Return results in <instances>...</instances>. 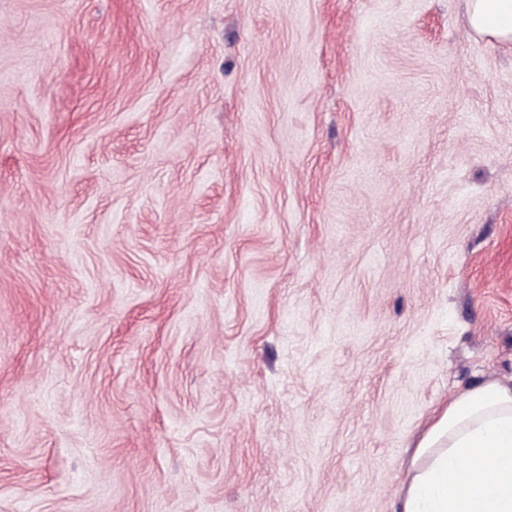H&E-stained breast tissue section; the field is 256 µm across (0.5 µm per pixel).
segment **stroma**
Instances as JSON below:
<instances>
[{"mask_svg": "<svg viewBox=\"0 0 512 512\" xmlns=\"http://www.w3.org/2000/svg\"><path fill=\"white\" fill-rule=\"evenodd\" d=\"M512 378V42L467 0H0V512H394Z\"/></svg>", "mask_w": 512, "mask_h": 512, "instance_id": "1", "label": "stroma"}]
</instances>
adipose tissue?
Returning <instances> with one entry per match:
<instances>
[{"mask_svg":"<svg viewBox=\"0 0 512 512\" xmlns=\"http://www.w3.org/2000/svg\"><path fill=\"white\" fill-rule=\"evenodd\" d=\"M469 23L512 42V0H469ZM396 512H512V378L458 390L436 411Z\"/></svg>","mask_w":512,"mask_h":512,"instance_id":"obj_1","label":"adipose tissue"}]
</instances>
